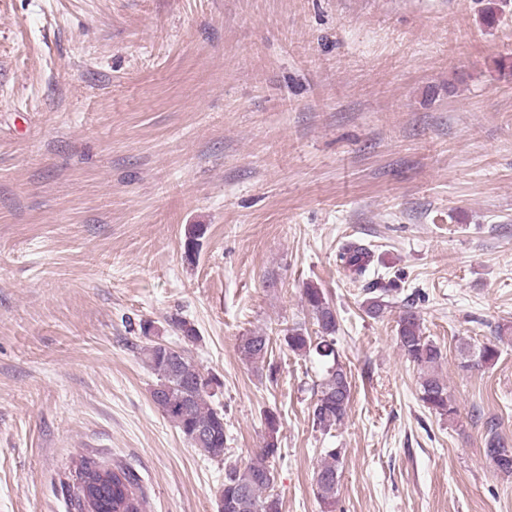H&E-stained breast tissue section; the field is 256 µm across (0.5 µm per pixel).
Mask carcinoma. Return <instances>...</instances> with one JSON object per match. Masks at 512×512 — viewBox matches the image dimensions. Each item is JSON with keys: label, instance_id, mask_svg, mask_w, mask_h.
I'll return each instance as SVG.
<instances>
[{"label": "carcinoma", "instance_id": "cac0c4a2", "mask_svg": "<svg viewBox=\"0 0 512 512\" xmlns=\"http://www.w3.org/2000/svg\"><path fill=\"white\" fill-rule=\"evenodd\" d=\"M202 224H193L186 232L184 242L188 259L198 254L199 239L204 235ZM343 269L357 280L370 271L373 255L356 242L345 244L338 254ZM398 291L396 281L388 282L383 295L369 297L363 302L365 313L371 318L381 317L386 310L383 296ZM303 300L310 310L315 334L302 324L283 329L274 338L265 331H251L239 339L238 352L249 364H268L269 377L275 379L277 367L270 362L273 345L279 343L295 355L314 357L321 365L320 379L313 386L312 422L323 431L343 423L351 402V377L337 349L336 310L322 289L310 284L303 288ZM397 340L407 360L421 369L420 400L429 411L453 418L457 408L448 395V385L435 371L442 358L441 348L424 335L421 317L413 304H404L397 321ZM495 341L484 344L470 360L472 366L493 364L499 355ZM142 361L156 375L157 383L152 399L164 416L182 433L191 447L203 456L224 460L227 434L224 427V409L212 405L210 398L218 380L204 375L185 350L172 357L162 344H146L140 348ZM268 435L255 459L245 466L229 464L224 468L221 493L223 512H281L278 494L274 492V465L280 458L277 433L279 417L265 415ZM484 456L498 471L512 474V456L505 455L506 443L497 432V424L486 422ZM204 435L196 436L197 431ZM321 460L314 474L318 499L326 512H334L340 489L343 454L340 448H323ZM74 473L71 502L77 512H146V498L135 474L126 466L102 464L89 458L77 462Z\"/></svg>", "mask_w": 512, "mask_h": 512}]
</instances>
